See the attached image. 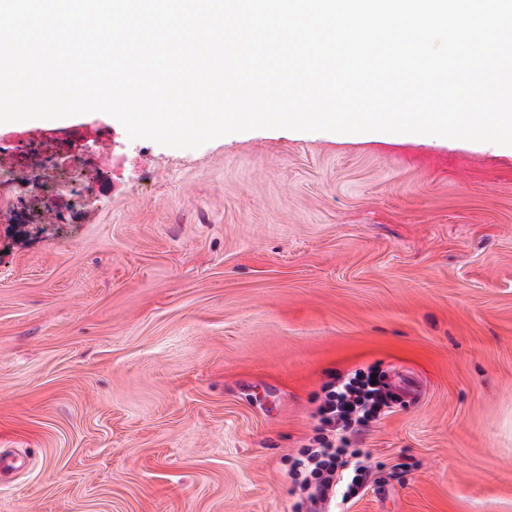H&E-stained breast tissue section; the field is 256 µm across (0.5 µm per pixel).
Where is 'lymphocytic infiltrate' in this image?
Instances as JSON below:
<instances>
[{"label": "lymphocytic infiltrate", "instance_id": "obj_1", "mask_svg": "<svg viewBox=\"0 0 512 512\" xmlns=\"http://www.w3.org/2000/svg\"><path fill=\"white\" fill-rule=\"evenodd\" d=\"M316 409L320 436L316 447L303 449L292 464V479L306 493L310 512L336 492L339 473L350 477V489L367 485L370 472L357 443L370 424L388 414V389L354 370L327 383Z\"/></svg>", "mask_w": 512, "mask_h": 512}]
</instances>
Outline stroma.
<instances>
[{"instance_id":"35a3bbf8","label":"stroma","mask_w":512,"mask_h":512,"mask_svg":"<svg viewBox=\"0 0 512 512\" xmlns=\"http://www.w3.org/2000/svg\"><path fill=\"white\" fill-rule=\"evenodd\" d=\"M79 221L0 200V512H306L335 372L391 414L325 512H512V148L261 129L195 149L112 116Z\"/></svg>"}]
</instances>
